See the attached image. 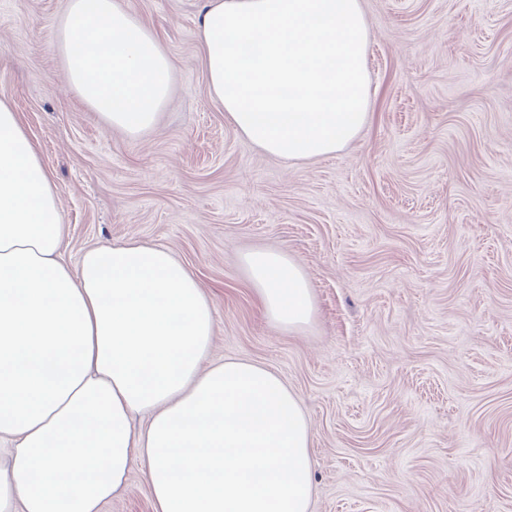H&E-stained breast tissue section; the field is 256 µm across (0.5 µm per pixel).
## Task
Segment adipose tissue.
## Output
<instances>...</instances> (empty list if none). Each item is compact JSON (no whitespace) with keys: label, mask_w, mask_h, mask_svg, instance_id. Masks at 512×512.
Segmentation results:
<instances>
[{"label":"adipose tissue","mask_w":512,"mask_h":512,"mask_svg":"<svg viewBox=\"0 0 512 512\" xmlns=\"http://www.w3.org/2000/svg\"><path fill=\"white\" fill-rule=\"evenodd\" d=\"M360 0H205L200 54L227 122L266 154L324 157L369 117ZM66 80L107 127L138 135L174 62L122 0H68ZM58 200L37 146L0 102V512H100L142 462L153 512H309V425L296 394L248 360L208 362L214 305L162 246L61 259ZM270 321L307 327L298 261L247 253ZM142 416L146 424L134 430Z\"/></svg>","instance_id":"adipose-tissue-1"}]
</instances>
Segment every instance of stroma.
<instances>
[{
  "mask_svg": "<svg viewBox=\"0 0 512 512\" xmlns=\"http://www.w3.org/2000/svg\"><path fill=\"white\" fill-rule=\"evenodd\" d=\"M123 2L175 65L136 137L66 86V0H0V101L50 173L64 262L135 240L189 268L214 302L209 361L259 362L301 402L310 512H512V0H361L369 121L291 162L210 95L204 0ZM253 249L301 263L304 330L266 319L241 262ZM101 512H152L140 468Z\"/></svg>",
  "mask_w": 512,
  "mask_h": 512,
  "instance_id": "stroma-1",
  "label": "stroma"
}]
</instances>
